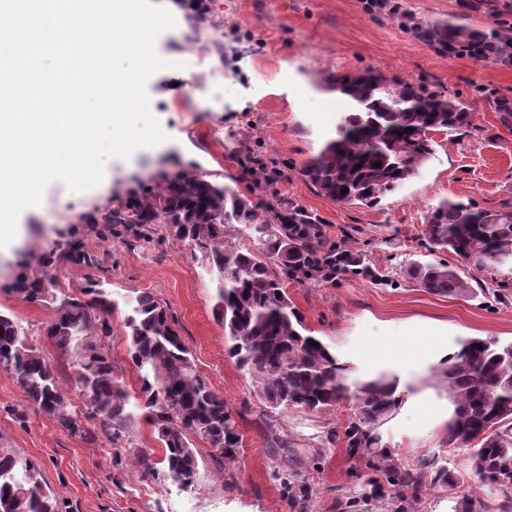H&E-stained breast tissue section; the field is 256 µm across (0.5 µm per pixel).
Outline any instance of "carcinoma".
<instances>
[{"label":"carcinoma","instance_id":"carcinoma-1","mask_svg":"<svg viewBox=\"0 0 512 512\" xmlns=\"http://www.w3.org/2000/svg\"><path fill=\"white\" fill-rule=\"evenodd\" d=\"M412 37L443 55L475 54L484 61L512 63V34L482 32L451 21L405 17ZM313 82L322 90L351 100L352 110L336 127V136L301 169L314 188L341 206L372 208L433 156L434 134L470 124L463 102L429 92L414 82L380 70L321 73ZM381 166L376 167L374 163ZM359 169H354L357 164ZM348 192L341 193L343 188ZM79 224L144 230L162 224L167 236L200 256L216 281L215 311L224 326L228 356L252 380L256 394L271 409L298 408L331 413L342 402L356 403L342 432L344 446L385 459L378 448L377 426L395 409L398 380L388 371L354 376L320 338L312 335L301 310L288 295L284 278L332 283L349 271L366 278L375 271L358 253L327 245L321 225L293 204L253 201L226 184L210 181L193 169L163 173L152 188L116 207L76 216ZM233 224L250 225L259 249L234 241ZM429 254L451 253L457 263L494 276L496 295L512 296V202L480 209L460 201L432 208L422 231ZM59 253H29L7 290L20 299L49 305L54 318L45 329L60 354L72 360L74 383L89 412L79 415L62 393L54 366L29 340L12 316L0 312V370L11 373L28 404L71 434L86 432L84 421L98 420L95 438L115 445L135 416L127 410L131 395L119 378L108 350L112 337V293L91 280L82 295L63 293L54 274L58 258L96 267L102 259L72 240L57 244ZM407 273L432 294L471 291L452 265L440 260L414 261ZM128 354L139 373L138 399L162 445L164 476L184 489L195 486L199 462L194 438L214 448L220 466L234 461L242 444L236 415L199 374L194 356L175 329L168 309L151 293L127 302ZM315 341L312 346L309 341ZM482 348H477V345ZM454 404L445 428L450 448L471 451V470L479 485L499 491L504 503L512 492V343L471 338L460 343L432 369ZM392 485L416 498L427 485L452 487L448 458L432 455L413 467L390 463ZM0 512H55L40 482L39 468L11 454H0ZM453 512H491L474 492L456 496Z\"/></svg>","mask_w":512,"mask_h":512}]
</instances>
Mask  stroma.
<instances>
[{"mask_svg": "<svg viewBox=\"0 0 512 512\" xmlns=\"http://www.w3.org/2000/svg\"><path fill=\"white\" fill-rule=\"evenodd\" d=\"M153 2L176 19L156 39L158 54L175 66L147 82L150 108L166 141L110 160L102 182L91 190L74 192L63 181H51L38 208L21 217L20 242L0 247V283L15 274L27 250L47 253L71 239L90 252H108L99 268L57 265L63 292L78 294L91 279L111 291L109 351L133 395L139 380L127 352L126 301L148 291L167 306L201 375L241 414L240 453L221 468L208 443L195 440L200 478L192 489H180L163 476L144 474L137 464L145 452L161 457L143 410H136L120 444L93 442L88 435L97 430L96 421H87L86 434L68 433L30 406L3 370L0 451L39 466L56 512H394L401 504L402 489L389 485L366 453H351L332 437L353 415L351 403L327 414L267 409L250 376L227 357L224 328L214 311L215 281L187 246L168 238L163 225L148 231L120 226L108 241L99 225L74 221L93 207L125 202L129 190L149 184L158 172L192 168L240 194L299 205L322 224L327 242L350 243L380 273L377 282L350 272L331 284L290 279L286 287L314 335L350 362L357 375L382 369L387 356L410 358L398 374L403 402L378 433L397 463L447 456L457 490L427 488L408 512H452L457 492L475 486L470 452L447 446L445 424L434 416L447 410L448 399L421 359L442 336L452 352L471 337L512 342V299L489 294L493 282L483 272L462 270L470 293L444 296L419 288L406 269L411 261H429L422 231L440 201L486 209L512 202V117L498 108L501 100L512 101V64L438 54L412 38L399 17L450 19L484 30L512 24V0L495 15L465 9L463 0H391L387 6L378 0ZM203 8L213 14V26L201 27ZM366 68L450 94L473 118L466 128L435 134L433 157L378 206L342 207L318 195L300 174L350 110L346 100L317 88L312 77ZM256 160L287 171V181L255 184L250 168ZM0 312L14 316L43 355L55 361L61 390L81 404L73 365L60 361L43 337L52 309L0 291ZM264 414L288 438L295 459L270 454L259 421Z\"/></svg>", "mask_w": 512, "mask_h": 512, "instance_id": "obj_1", "label": "stroma"}]
</instances>
